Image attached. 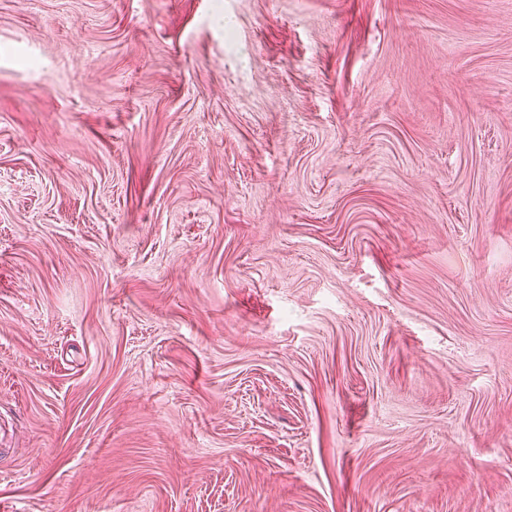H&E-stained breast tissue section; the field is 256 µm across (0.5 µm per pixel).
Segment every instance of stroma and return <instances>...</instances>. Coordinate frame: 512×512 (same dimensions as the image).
<instances>
[{"label": "stroma", "mask_w": 512, "mask_h": 512, "mask_svg": "<svg viewBox=\"0 0 512 512\" xmlns=\"http://www.w3.org/2000/svg\"><path fill=\"white\" fill-rule=\"evenodd\" d=\"M0 512H512V0H0Z\"/></svg>", "instance_id": "35a3bbf8"}]
</instances>
